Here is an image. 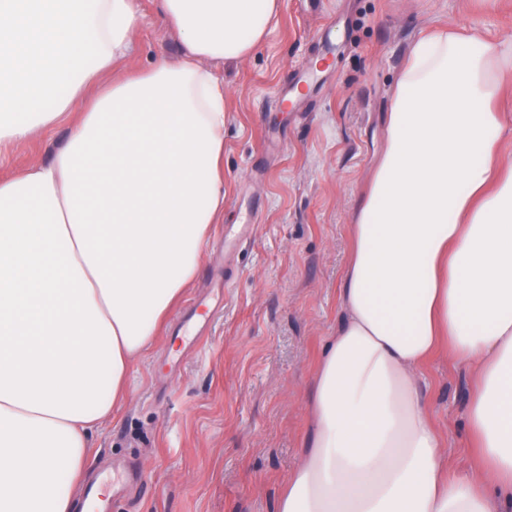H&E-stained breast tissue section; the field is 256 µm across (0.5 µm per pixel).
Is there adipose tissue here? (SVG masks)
I'll return each instance as SVG.
<instances>
[{
  "label": "adipose tissue",
  "mask_w": 512,
  "mask_h": 512,
  "mask_svg": "<svg viewBox=\"0 0 512 512\" xmlns=\"http://www.w3.org/2000/svg\"><path fill=\"white\" fill-rule=\"evenodd\" d=\"M179 53L123 73L137 0H0V512H75L89 436L128 397L224 219V84L280 0H156ZM512 38L414 41L349 226L341 319L311 379L310 449L277 512H506L512 497ZM471 370L472 453L448 474L420 390ZM68 133V121H61L44 130L34 141L3 152L1 171L20 168L30 161L48 159L54 151L66 143Z\"/></svg>",
  "instance_id": "obj_1"
}]
</instances>
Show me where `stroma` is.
<instances>
[{
  "label": "stroma",
  "mask_w": 512,
  "mask_h": 512,
  "mask_svg": "<svg viewBox=\"0 0 512 512\" xmlns=\"http://www.w3.org/2000/svg\"><path fill=\"white\" fill-rule=\"evenodd\" d=\"M143 24L129 67L146 68L178 44L139 0ZM512 34V0H281L264 41L241 63H213L224 83V222L211 227L201 268L150 350L131 367L129 397L91 434L89 474L107 463L141 466L146 483L109 512H277L311 436L308 382L341 313L339 288L352 211L385 145L386 114L410 44L440 28ZM336 44L330 70L298 111H277L295 82ZM68 122L0 153V169L45 160ZM247 218L254 233L234 255L224 288V226ZM223 297L206 330L176 345L200 297ZM429 414L450 468L468 462L471 377L437 356L421 370Z\"/></svg>",
  "instance_id": "obj_1"
}]
</instances>
